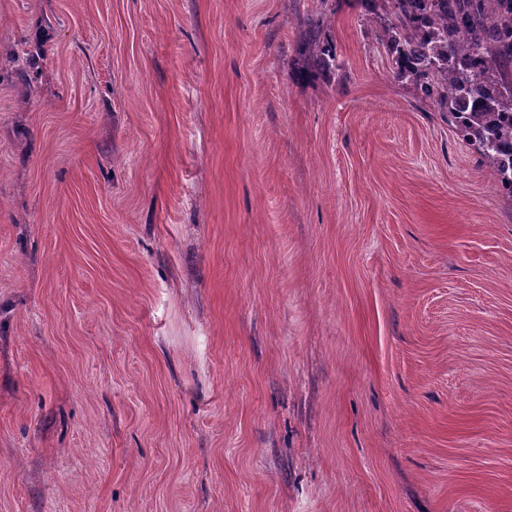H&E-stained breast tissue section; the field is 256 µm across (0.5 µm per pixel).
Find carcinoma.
Returning a JSON list of instances; mask_svg holds the SVG:
<instances>
[{
    "instance_id": "carcinoma-1",
    "label": "carcinoma",
    "mask_w": 512,
    "mask_h": 512,
    "mask_svg": "<svg viewBox=\"0 0 512 512\" xmlns=\"http://www.w3.org/2000/svg\"><path fill=\"white\" fill-rule=\"evenodd\" d=\"M360 2L396 77L438 106L512 201V0ZM306 43L311 69L339 74L317 29Z\"/></svg>"
}]
</instances>
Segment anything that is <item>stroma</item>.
<instances>
[{"mask_svg": "<svg viewBox=\"0 0 512 512\" xmlns=\"http://www.w3.org/2000/svg\"><path fill=\"white\" fill-rule=\"evenodd\" d=\"M375 30L0 0V512H512V201ZM307 49L309 65L314 71L325 75L339 76V65L336 62V49L321 41L319 31L316 28L308 32Z\"/></svg>", "mask_w": 512, "mask_h": 512, "instance_id": "35a3bbf8", "label": "stroma"}]
</instances>
